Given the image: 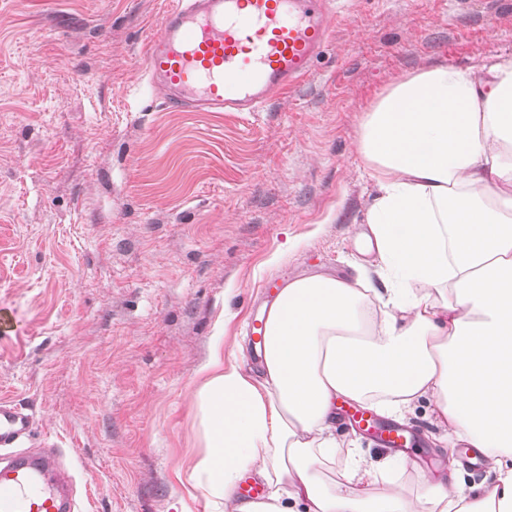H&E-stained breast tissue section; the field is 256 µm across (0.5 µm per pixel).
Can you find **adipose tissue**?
Returning <instances> with one entry per match:
<instances>
[{
    "mask_svg": "<svg viewBox=\"0 0 512 512\" xmlns=\"http://www.w3.org/2000/svg\"><path fill=\"white\" fill-rule=\"evenodd\" d=\"M358 151L378 186L374 264L352 282L290 278L260 372L212 337L189 494L208 512H512V57L405 76L368 110ZM340 398L397 418L428 400L486 478L452 461L414 491L359 449L328 477ZM247 472L262 500L239 497Z\"/></svg>",
    "mask_w": 512,
    "mask_h": 512,
    "instance_id": "ef3b65f1",
    "label": "adipose tissue"
}]
</instances>
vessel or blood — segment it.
Segmentation results:
<instances>
[{"label": "vessel or blood", "mask_w": 512, "mask_h": 512, "mask_svg": "<svg viewBox=\"0 0 512 512\" xmlns=\"http://www.w3.org/2000/svg\"><path fill=\"white\" fill-rule=\"evenodd\" d=\"M332 0H171L143 68L172 109L256 112L314 75L335 27ZM32 417L0 403V512H79L55 451L17 449Z\"/></svg>", "instance_id": "1"}]
</instances>
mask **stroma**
Returning a JSON list of instances; mask_svg holds the SVG:
<instances>
[{
	"label": "stroma",
	"instance_id": "obj_1",
	"mask_svg": "<svg viewBox=\"0 0 512 512\" xmlns=\"http://www.w3.org/2000/svg\"><path fill=\"white\" fill-rule=\"evenodd\" d=\"M167 0H0V402L34 417L82 512H174L201 453L192 394L216 326L254 372L266 285L355 279L377 186L366 110L439 63L512 54V0H340L314 78L256 112L168 109L142 44ZM396 458L446 464L420 401Z\"/></svg>",
	"mask_w": 512,
	"mask_h": 512
}]
</instances>
